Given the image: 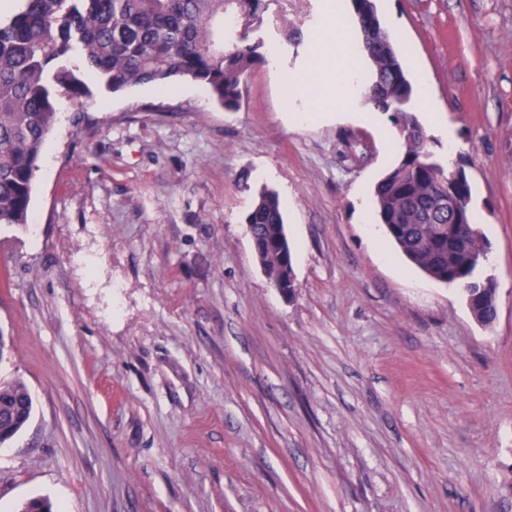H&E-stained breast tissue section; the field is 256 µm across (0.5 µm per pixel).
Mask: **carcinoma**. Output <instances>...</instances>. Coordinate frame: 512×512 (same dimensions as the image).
<instances>
[{
    "mask_svg": "<svg viewBox=\"0 0 512 512\" xmlns=\"http://www.w3.org/2000/svg\"><path fill=\"white\" fill-rule=\"evenodd\" d=\"M0 20V225L30 223L42 146L60 119V99L91 94L94 74L112 93L142 84L188 79L206 86L227 109L238 106L244 77L266 61L261 35L270 0H19ZM378 0H350L360 45L371 63L365 101L391 115L404 150L374 188L375 216L392 243L430 278L462 290L474 319L497 318L496 283L482 274L488 247L470 207L467 179L431 154V137L410 107L413 86ZM235 23L225 25V18ZM455 182L461 223L448 215ZM245 222L256 258L270 273L292 264L278 196L258 193ZM34 402L20 380L0 382V436L30 422Z\"/></svg>",
    "mask_w": 512,
    "mask_h": 512,
    "instance_id": "obj_1",
    "label": "carcinoma"
}]
</instances>
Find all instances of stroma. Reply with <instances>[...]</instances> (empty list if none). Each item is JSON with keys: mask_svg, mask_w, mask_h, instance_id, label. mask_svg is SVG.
<instances>
[{"mask_svg": "<svg viewBox=\"0 0 512 512\" xmlns=\"http://www.w3.org/2000/svg\"><path fill=\"white\" fill-rule=\"evenodd\" d=\"M325 5L272 0L238 110L188 80L63 101L34 228L0 225V380L34 400L0 512H512V0H380L440 112L432 151L469 177L490 327L374 222L390 115L305 88ZM263 187L290 300L244 221Z\"/></svg>", "mask_w": 512, "mask_h": 512, "instance_id": "35a3bbf8", "label": "stroma"}]
</instances>
